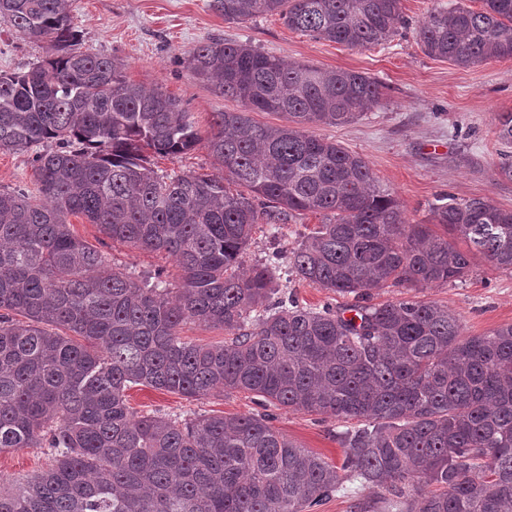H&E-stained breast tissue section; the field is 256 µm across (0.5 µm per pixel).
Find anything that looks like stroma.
Masks as SVG:
<instances>
[{
  "label": "stroma",
  "mask_w": 512,
  "mask_h": 512,
  "mask_svg": "<svg viewBox=\"0 0 512 512\" xmlns=\"http://www.w3.org/2000/svg\"><path fill=\"white\" fill-rule=\"evenodd\" d=\"M210 0H66L81 34L83 49L117 59L128 79L180 99L200 134H208L211 115L235 109L212 86L195 80L185 54L195 46L224 39L250 42L288 61L323 69H346L378 78L385 86L383 107L344 126L315 127V134L358 152L379 185L400 201L411 223L430 221V207L441 193L458 199L484 198L512 209V180L499 175L497 115L512 112V59L462 68L426 56L415 28L430 11L448 0H402L406 28L385 44L349 48L289 30L278 16L260 15L229 23L209 6ZM47 56L45 44L16 37L0 22V72H21ZM32 153L0 150V190L33 189ZM320 218L294 217L281 232L256 229L244 256L245 267L272 253L288 256ZM72 230L97 247L118 267L145 276L162 270L169 287L181 284L173 259L112 243L97 225L71 217ZM421 299L448 306L464 335L480 336L512 324V272L476 262L465 282L435 286ZM133 411L194 418L200 415H249L261 407L246 393H216L195 401L149 387L128 390ZM274 425L288 439L341 464L337 439L342 422L321 415L276 410ZM49 449L24 448L0 453V487L11 488L46 470Z\"/></svg>",
  "instance_id": "35a3bbf8"
}]
</instances>
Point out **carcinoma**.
Here are the masks:
<instances>
[{
    "instance_id": "cac0c4a2",
    "label": "carcinoma",
    "mask_w": 512,
    "mask_h": 512,
    "mask_svg": "<svg viewBox=\"0 0 512 512\" xmlns=\"http://www.w3.org/2000/svg\"><path fill=\"white\" fill-rule=\"evenodd\" d=\"M479 2L430 12L416 32L425 54L463 67L512 58V0ZM210 7L228 22L277 15L349 48L381 45L406 23L401 0ZM0 21L50 50L0 75V149L35 150L36 183L0 190V452L48 448L53 459L0 490V512H314L354 480L370 491L359 512H512V324L465 337L446 305L369 303L385 286L463 282L477 256L511 272L512 210L445 194L431 223L411 224L359 153L311 131L383 106L376 78L208 41L187 52V69L239 108L212 113L203 139L180 100L82 51L63 0H0ZM497 137L498 173L512 179V112L498 115ZM201 143L223 176L151 165L152 152ZM304 212L321 224L292 249L290 276L355 303L303 307L269 265L241 270L258 225L274 235ZM71 215L172 257L181 288L163 286L160 271L146 286L111 266L71 231ZM188 320L230 338L184 342ZM134 386L196 400L250 393L356 425L339 433L335 466L271 414L138 415Z\"/></svg>"
}]
</instances>
